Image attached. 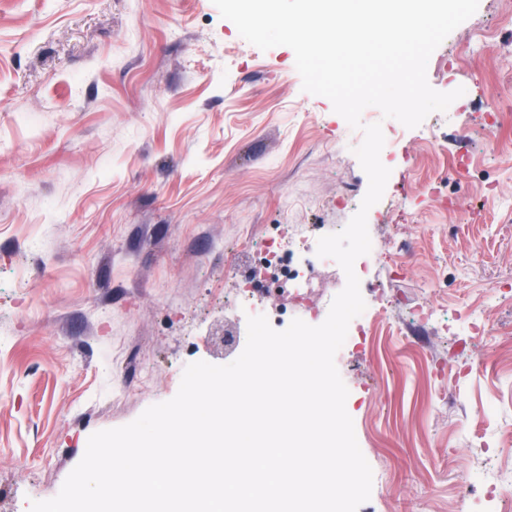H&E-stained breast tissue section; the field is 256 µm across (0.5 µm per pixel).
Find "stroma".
<instances>
[{"mask_svg":"<svg viewBox=\"0 0 512 512\" xmlns=\"http://www.w3.org/2000/svg\"><path fill=\"white\" fill-rule=\"evenodd\" d=\"M491 39L466 60L471 91L454 117L434 112L444 151L366 108L393 150L368 212L387 261L364 294L389 307L365 348L335 356L346 409L375 473L358 512H503L483 429H512V300L498 332L457 334L471 302L512 279V153L484 114H512V0L477 12L433 52L432 88L456 89L450 50ZM331 102L306 93L286 46L262 51L212 0H0V512L55 497L95 432L170 400L189 363L224 362V304L252 241L278 225L345 224L341 185L368 178ZM465 156L462 179H445ZM443 180L467 215L429 194ZM437 314L412 336L411 309ZM127 398H117L120 390Z\"/></svg>","mask_w":512,"mask_h":512,"instance_id":"1","label":"stroma"}]
</instances>
